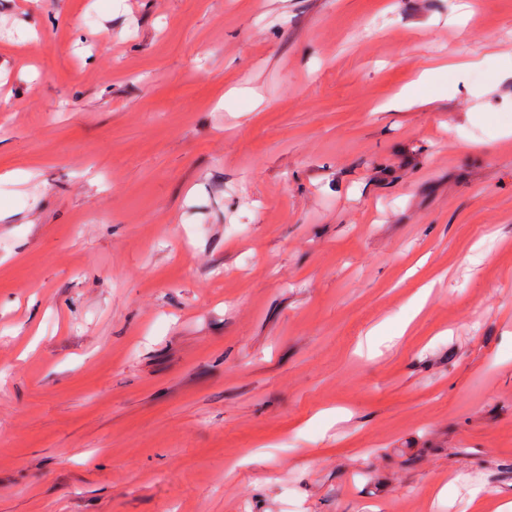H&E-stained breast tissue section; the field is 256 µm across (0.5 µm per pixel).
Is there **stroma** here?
<instances>
[{
  "label": "stroma",
  "instance_id": "stroma-1",
  "mask_svg": "<svg viewBox=\"0 0 512 512\" xmlns=\"http://www.w3.org/2000/svg\"><path fill=\"white\" fill-rule=\"evenodd\" d=\"M509 502L512 0H0V512Z\"/></svg>",
  "mask_w": 512,
  "mask_h": 512
}]
</instances>
